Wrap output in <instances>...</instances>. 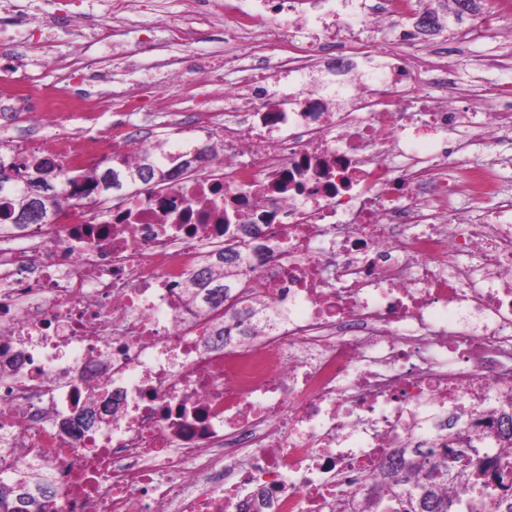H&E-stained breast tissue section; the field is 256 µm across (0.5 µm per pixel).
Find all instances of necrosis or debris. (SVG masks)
Segmentation results:
<instances>
[{
    "label": "necrosis or debris",
    "mask_w": 512,
    "mask_h": 512,
    "mask_svg": "<svg viewBox=\"0 0 512 512\" xmlns=\"http://www.w3.org/2000/svg\"><path fill=\"white\" fill-rule=\"evenodd\" d=\"M421 15L417 0H229L225 27L259 35L224 114L207 109L224 70L205 57L159 60L154 87H190L195 112L170 120L213 150L113 201L79 177L140 164L146 143L106 118L142 117L138 94L80 58L66 95L0 105L55 128L12 160L41 147L76 178L44 223L0 226V480L43 473L49 512H334L398 448L458 436L476 467L512 457L486 438L512 409L496 151L512 87L463 88L444 51L413 73ZM382 30L398 48L373 71ZM363 65L340 101L301 80ZM463 187L493 220L452 215ZM229 246L248 256L233 295L269 312L222 338L183 286ZM468 253L479 272L457 263Z\"/></svg>",
    "instance_id": "obj_1"
}]
</instances>
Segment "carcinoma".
Segmentation results:
<instances>
[{
    "mask_svg": "<svg viewBox=\"0 0 512 512\" xmlns=\"http://www.w3.org/2000/svg\"><path fill=\"white\" fill-rule=\"evenodd\" d=\"M163 151V143L156 141L142 164L136 170L119 174L114 169L96 171L83 176L85 191L116 189L123 184L166 177L153 153ZM73 181L67 172L48 160H31L7 169L0 165V200H10L9 210L0 212V225L12 223L20 212L33 211L38 220L59 205L64 197L63 185ZM237 259L226 253L214 256L209 265L201 268L184 286L186 300L192 302L199 293L205 294L210 309L223 307L229 297L227 282L238 276ZM477 449L472 446L443 448L419 452L400 448L389 459L381 485L363 489L352 497V512H512V502L490 490L512 480V460L494 463L491 470H477L472 457ZM459 485L472 489L465 500L452 499L443 491L445 485ZM53 494L48 481L37 472H28L12 483L0 481V512H45L44 500Z\"/></svg>",
    "mask_w": 512,
    "mask_h": 512,
    "instance_id": "carcinoma-1",
    "label": "carcinoma"
}]
</instances>
